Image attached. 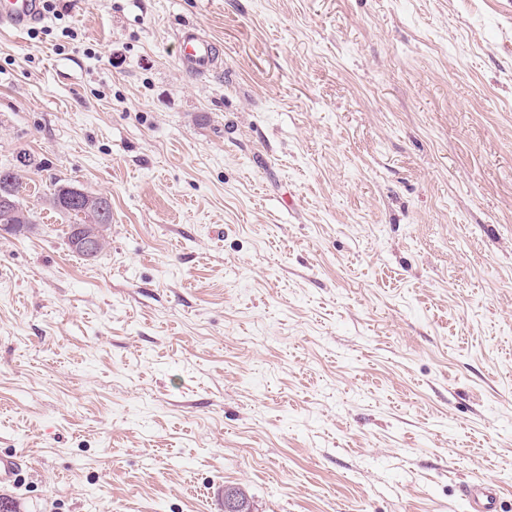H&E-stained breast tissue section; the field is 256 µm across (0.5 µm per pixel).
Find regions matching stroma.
<instances>
[{"mask_svg": "<svg viewBox=\"0 0 512 512\" xmlns=\"http://www.w3.org/2000/svg\"><path fill=\"white\" fill-rule=\"evenodd\" d=\"M220 50L188 74L178 33ZM12 512H512L502 0H71L0 29ZM108 195L83 260L54 181ZM12 181L7 188L8 192H12V200L16 206L6 209H0V231L14 235L26 236L35 228L34 212L28 206L20 201V192L22 182L19 174L12 169ZM7 191H0V206L4 208L13 204ZM1 225L4 227L1 228ZM63 184H60L61 186ZM57 183L54 184L53 193H51L50 198L48 199V203L52 210L55 212H58L67 222V231H66V238L68 246L71 248V250L78 254L79 256H82L85 258L84 254L79 249H74L72 247L73 238L75 237L74 229L77 232L78 237L74 239L75 243L79 244L83 252L88 258H93L97 254H99L102 249L105 242V232L108 229L109 224H112V210L109 213L106 221L104 223H101L98 219L95 224H78V226L75 228L74 225L77 224V221H82L77 217L76 214H73L70 212L69 209L64 207L59 202L58 197V187ZM107 224V226H106ZM106 226V227H105ZM99 227H105L103 229V235L101 236V242L99 245V253H98V243L100 239V233L101 230ZM86 259V258H85ZM461 495L469 512H498L501 509L499 486L494 482L478 480L467 483L461 488Z\"/></svg>", "mask_w": 512, "mask_h": 512, "instance_id": "35a3bbf8", "label": "stroma"}]
</instances>
